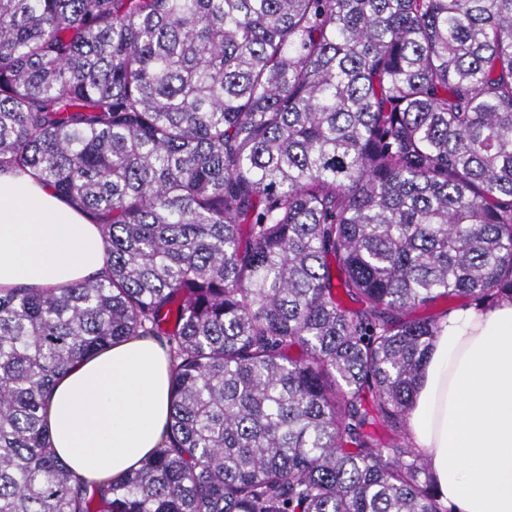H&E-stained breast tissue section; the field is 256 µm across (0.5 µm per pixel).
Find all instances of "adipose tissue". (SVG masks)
I'll use <instances>...</instances> for the list:
<instances>
[{
	"label": "adipose tissue",
	"instance_id": "adipose-tissue-1",
	"mask_svg": "<svg viewBox=\"0 0 512 512\" xmlns=\"http://www.w3.org/2000/svg\"><path fill=\"white\" fill-rule=\"evenodd\" d=\"M99 225L29 176L0 172V288H59L106 267ZM168 355L130 337L55 384L45 416L75 478L100 483L139 467L170 413ZM440 498L453 512H512V300L441 321L408 413Z\"/></svg>",
	"mask_w": 512,
	"mask_h": 512
}]
</instances>
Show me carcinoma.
<instances>
[{
    "instance_id": "carcinoma-1",
    "label": "carcinoma",
    "mask_w": 512,
    "mask_h": 512,
    "mask_svg": "<svg viewBox=\"0 0 512 512\" xmlns=\"http://www.w3.org/2000/svg\"><path fill=\"white\" fill-rule=\"evenodd\" d=\"M9 167L108 262L0 290V512H450L411 314L512 298V0H0ZM130 336L166 339L165 441L87 485L42 410Z\"/></svg>"
}]
</instances>
